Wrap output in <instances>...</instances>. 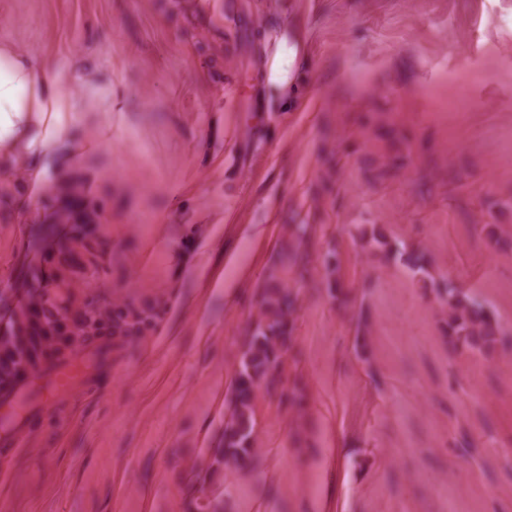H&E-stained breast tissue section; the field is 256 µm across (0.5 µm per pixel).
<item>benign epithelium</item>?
<instances>
[{
    "label": "benign epithelium",
    "instance_id": "benign-epithelium-1",
    "mask_svg": "<svg viewBox=\"0 0 512 512\" xmlns=\"http://www.w3.org/2000/svg\"><path fill=\"white\" fill-rule=\"evenodd\" d=\"M69 324L67 317L55 313L41 294L32 299L15 325L0 328V388H12L18 379L46 362L58 331Z\"/></svg>",
    "mask_w": 512,
    "mask_h": 512
}]
</instances>
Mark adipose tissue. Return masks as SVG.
I'll return each mask as SVG.
<instances>
[{
  "mask_svg": "<svg viewBox=\"0 0 512 512\" xmlns=\"http://www.w3.org/2000/svg\"><path fill=\"white\" fill-rule=\"evenodd\" d=\"M61 78L0 48V159L27 163L65 141L73 103Z\"/></svg>",
  "mask_w": 512,
  "mask_h": 512,
  "instance_id": "1",
  "label": "adipose tissue"
}]
</instances>
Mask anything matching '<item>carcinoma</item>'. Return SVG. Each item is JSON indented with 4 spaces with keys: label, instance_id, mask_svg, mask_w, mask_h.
<instances>
[{
    "label": "carcinoma",
    "instance_id": "1",
    "mask_svg": "<svg viewBox=\"0 0 512 512\" xmlns=\"http://www.w3.org/2000/svg\"><path fill=\"white\" fill-rule=\"evenodd\" d=\"M287 322V295L280 288L268 290L263 299L262 317L249 331L237 369V382L248 385V388L236 389L233 411L224 429V457L229 460L237 462L252 453L256 422L255 395L250 388L271 375L284 345ZM456 328L475 341L488 342L494 336L489 323L472 315L469 322H461Z\"/></svg>",
    "mask_w": 512,
    "mask_h": 512
}]
</instances>
